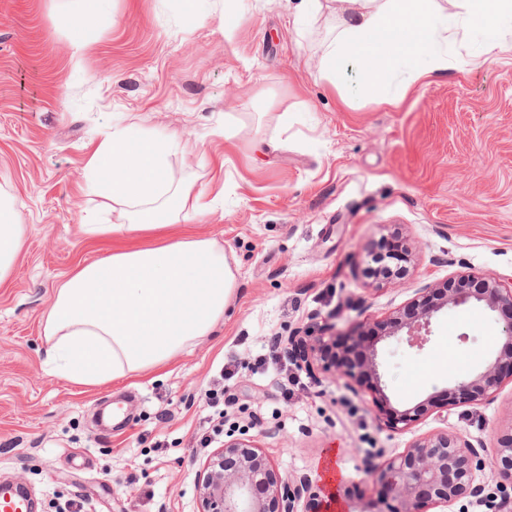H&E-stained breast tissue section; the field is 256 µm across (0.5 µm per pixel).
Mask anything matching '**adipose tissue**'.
<instances>
[{"instance_id":"adipose-tissue-1","label":"adipose tissue","mask_w":512,"mask_h":512,"mask_svg":"<svg viewBox=\"0 0 512 512\" xmlns=\"http://www.w3.org/2000/svg\"><path fill=\"white\" fill-rule=\"evenodd\" d=\"M305 17L332 24L324 75L354 65L374 91L394 66L408 85L448 69L449 48L478 42L500 49L512 27V0H303ZM169 146L113 132L96 151L97 172L118 222L81 225L82 235L140 234L183 215L211 210L204 192L166 173ZM25 229L0 204V286L24 245ZM236 275L222 245L183 237L78 265L61 282L42 320L46 364L69 382L92 387L166 363L224 320Z\"/></svg>"}]
</instances>
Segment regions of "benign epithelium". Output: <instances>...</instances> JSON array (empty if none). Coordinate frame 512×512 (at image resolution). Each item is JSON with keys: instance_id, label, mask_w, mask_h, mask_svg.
Returning <instances> with one entry per match:
<instances>
[{"instance_id": "obj_1", "label": "benign epithelium", "mask_w": 512, "mask_h": 512, "mask_svg": "<svg viewBox=\"0 0 512 512\" xmlns=\"http://www.w3.org/2000/svg\"><path fill=\"white\" fill-rule=\"evenodd\" d=\"M418 313L412 317L390 316L383 337H398L409 347L422 349L430 342V320L434 313L448 306L473 304L495 312L512 307V293L504 292L496 281L458 274L444 287L426 284L417 289ZM288 352L310 375L340 372L358 391L368 387L383 395L377 363V342L364 345L354 359L336 356V337L287 336ZM512 382V315L505 316L490 361L482 370L457 380L448 394L470 404L494 397L505 381ZM430 401L405 410L391 409L389 422L407 425L429 411ZM483 446H475L460 434L440 428L415 439L403 452L381 462L367 464V474L394 496L397 504L387 512H430L433 508L450 509L464 495L478 498L499 509L507 501L486 493V486L476 482L484 470ZM491 465L499 477L512 483V426L498 439V449ZM200 512H317L323 507L320 492L306 476L281 475L253 439L233 437L216 449L197 473Z\"/></svg>"}]
</instances>
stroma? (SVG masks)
Wrapping results in <instances>:
<instances>
[{
	"label": "stroma",
	"instance_id": "obj_1",
	"mask_svg": "<svg viewBox=\"0 0 512 512\" xmlns=\"http://www.w3.org/2000/svg\"><path fill=\"white\" fill-rule=\"evenodd\" d=\"M299 0H0V199L25 228L0 288V476L38 512L87 499L94 512H199L197 444L224 387V431L253 436L274 467L309 475L331 512L379 504L366 473L377 452L449 428L496 454L512 426V384L473 404L449 384L483 367L499 313L448 307L423 349L377 345L391 428L369 390L313 378L271 353L274 338L332 328L381 333L416 288L469 273L512 289V49L451 58L447 72L390 105L350 70L320 77L326 19L298 36ZM99 38L73 56L76 25ZM170 139L168 174L224 204L140 237L88 243L79 226L112 219L90 192L89 162L114 129ZM184 236L217 239L237 270L224 324L147 373L97 387L44 364L41 318L83 259ZM409 250L406 273L364 275L380 243ZM135 393L130 425L95 422Z\"/></svg>",
	"mask_w": 512,
	"mask_h": 512
}]
</instances>
